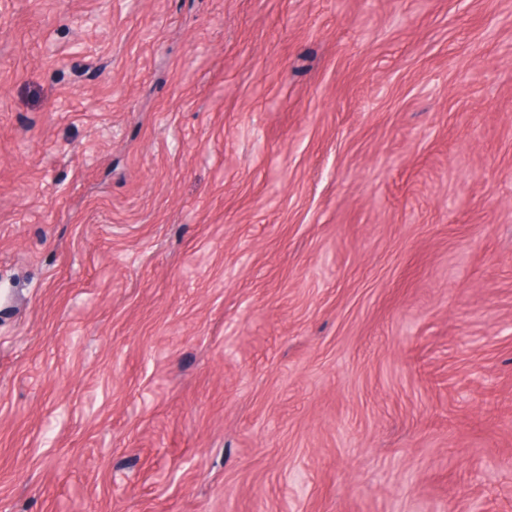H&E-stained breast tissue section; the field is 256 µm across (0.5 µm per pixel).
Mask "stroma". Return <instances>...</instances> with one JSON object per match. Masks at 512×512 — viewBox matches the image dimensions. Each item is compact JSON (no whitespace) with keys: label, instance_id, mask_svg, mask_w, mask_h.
Returning a JSON list of instances; mask_svg holds the SVG:
<instances>
[{"label":"stroma","instance_id":"obj_1","mask_svg":"<svg viewBox=\"0 0 512 512\" xmlns=\"http://www.w3.org/2000/svg\"><path fill=\"white\" fill-rule=\"evenodd\" d=\"M0 512H512V0H0Z\"/></svg>","mask_w":512,"mask_h":512}]
</instances>
